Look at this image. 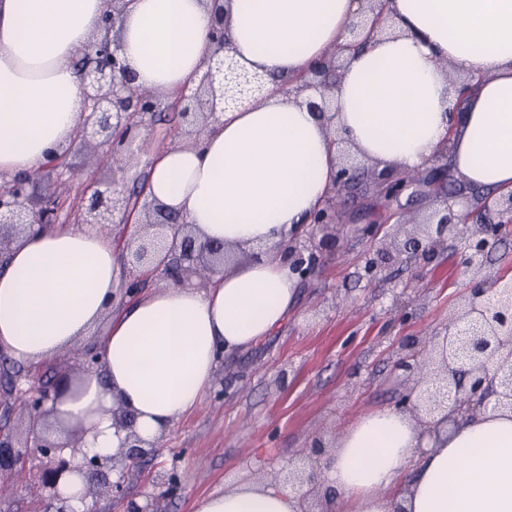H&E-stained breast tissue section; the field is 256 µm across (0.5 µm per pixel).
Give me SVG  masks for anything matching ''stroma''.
Wrapping results in <instances>:
<instances>
[{
  "label": "stroma",
  "mask_w": 512,
  "mask_h": 512,
  "mask_svg": "<svg viewBox=\"0 0 512 512\" xmlns=\"http://www.w3.org/2000/svg\"><path fill=\"white\" fill-rule=\"evenodd\" d=\"M171 125L144 129L146 149L136 152L124 174L126 187L146 177L158 150L170 145ZM400 222L385 221L375 194L346 201L324 234L335 246L314 247L315 265L298 280L287 319L257 344L220 355L211 390L191 413L174 423L154 457L138 474L125 476L123 497L103 488L89 495L98 512H123L134 499L148 512H194L202 497L271 476L309 454L313 437L327 448L362 416L397 406L411 385L394 362L402 341L444 331L467 294L459 254L448 251L432 264H403L368 280L364 269L369 228L382 226L401 239L415 231L432 199L402 202ZM286 383H279L280 371ZM30 383L68 373L85 377L83 364L65 351L21 367ZM22 406L0 417V435L24 455L25 470L0 512H64V501L31 495L43 466L31 448ZM175 473L177 489L161 496V477Z\"/></svg>",
  "instance_id": "stroma-1"
}]
</instances>
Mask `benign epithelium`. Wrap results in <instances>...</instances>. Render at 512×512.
Wrapping results in <instances>:
<instances>
[{"mask_svg": "<svg viewBox=\"0 0 512 512\" xmlns=\"http://www.w3.org/2000/svg\"><path fill=\"white\" fill-rule=\"evenodd\" d=\"M210 4L213 22L208 33L207 66L177 94L183 134L196 142L217 119V114L224 111V105L258 95L264 86L261 75L239 72L229 60L224 6L220 0H210ZM126 5L127 0H108L102 34L87 46L92 62L81 70L89 113L76 131V137L81 145L111 146L112 179L107 182L95 179L85 184L76 220L79 224L101 227L117 224L125 230L138 224L137 230L124 239L121 249L124 264L131 274L149 267L175 282L190 274L199 283L208 284L231 260L230 252L222 245L200 241L177 213L145 192L126 193L117 177L126 170L131 148L140 139L141 129L148 126L149 118L164 110L166 102V96L160 92L153 93L149 99L136 93V75L121 55L118 38L110 36L123 22ZM336 70V52L333 51L319 64L308 68L299 84L294 86L286 81L281 90L287 95L295 94V102L321 117L326 130L337 138L340 133L334 124L336 104L332 98ZM132 112L139 115L135 124L130 122ZM61 157L62 154L56 153L38 173L14 177L0 186V224L14 229L11 236L0 234V254L4 246L18 242L28 227L36 224L48 229L57 223V201L47 200L36 209L29 207L28 186L33 178L57 174ZM445 171L444 167L407 169L396 179L382 171L377 174V184L390 200L397 202L408 183L433 187ZM357 187V159L346 155L336 170L324 205L310 217V223L323 226L336 223V209ZM479 210L484 219L471 224L464 239L458 235L461 215L446 204L432 212L422 229L403 242L378 241L375 252L366 262L368 275L374 277L392 262L413 260L426 265L451 244L460 247L461 267L470 285L460 312L450 317L443 335L406 340L397 361L399 369L414 381L404 399V407L425 428L434 421L450 422L459 414L472 416L488 408L512 407V280L494 276L486 269L488 253L501 238L502 230L512 224V191L484 198ZM288 260L292 269L300 273L306 272L312 264V257L305 256L303 248L292 244L288 245ZM72 351L84 360L85 371L97 366L100 358L97 348L78 343ZM16 381V374L0 371V412L5 415L12 410ZM28 394L27 431L34 436L35 452L46 460L44 481L57 497L61 496V485L76 472L83 476L87 490L107 485L117 497L123 491V484L111 480L115 468L121 465L126 471H132L142 458L153 453V449L145 447L143 440L132 432L114 455L89 453L82 433L71 442L70 453L66 454L64 447L38 436L46 406H56L65 393L54 381L33 386ZM24 468L23 457L15 453L9 439L1 436L0 475ZM288 482L303 489L306 499L324 486L325 476L315 464L308 469L288 471Z\"/></svg>", "mask_w": 512, "mask_h": 512, "instance_id": "obj_1", "label": "benign epithelium"}]
</instances>
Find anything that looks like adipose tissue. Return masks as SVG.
<instances>
[{
    "instance_id": "obj_1",
    "label": "adipose tissue",
    "mask_w": 512,
    "mask_h": 512,
    "mask_svg": "<svg viewBox=\"0 0 512 512\" xmlns=\"http://www.w3.org/2000/svg\"><path fill=\"white\" fill-rule=\"evenodd\" d=\"M229 55L263 75L261 96L224 111L198 143L155 156L147 193L201 240L252 251L206 289L174 283L112 314L122 266L111 238L30 230L0 268V347L20 363L101 342L103 358L57 405L114 454L128 432L157 445L210 388L219 352L258 343L288 316L297 278L280 257L333 183L338 148L319 118L278 90L340 49L334 96L345 142L383 168L426 164L451 142L450 169L485 191L512 190V0H384L366 43L348 29L361 0H223ZM106 0H0V173L36 171L85 115L75 49L100 31ZM206 0H131L119 33L136 83L173 93L202 70ZM451 61L458 98L434 60ZM121 402L131 419L112 417ZM347 512H512V410L459 418L422 436L408 412L362 417L327 459ZM196 512H300L284 487L202 498Z\"/></svg>"
}]
</instances>
